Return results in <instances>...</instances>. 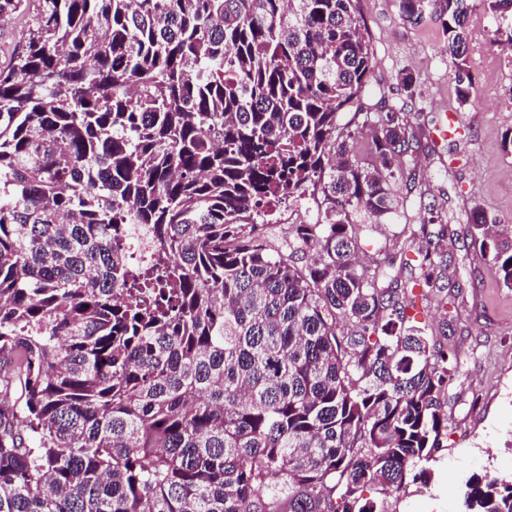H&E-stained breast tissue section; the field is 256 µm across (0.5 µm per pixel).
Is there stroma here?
I'll return each mask as SVG.
<instances>
[{"mask_svg":"<svg viewBox=\"0 0 512 512\" xmlns=\"http://www.w3.org/2000/svg\"><path fill=\"white\" fill-rule=\"evenodd\" d=\"M358 8L374 48L368 104L403 107L410 126L425 130L444 111L458 117L451 138L421 148L407 165L394 187L397 218L366 225L359 255L371 269L392 240L407 241L431 217L451 228L438 250V289L418 315L461 361L446 394L448 436L429 464V486L406 483L383 502L386 512H456L457 489L468 476L512 482V289L494 278L466 230V215L476 206L512 222V155L503 148L512 129V46H490L494 19L484 0H476L469 62L481 96L462 104L434 15L404 22L398 0H359ZM404 71L416 77L413 90L400 83ZM448 315L454 322L447 329Z\"/></svg>","mask_w":512,"mask_h":512,"instance_id":"stroma-1","label":"stroma"}]
</instances>
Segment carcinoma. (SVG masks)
<instances>
[{"label": "carcinoma", "instance_id": "1", "mask_svg": "<svg viewBox=\"0 0 512 512\" xmlns=\"http://www.w3.org/2000/svg\"><path fill=\"white\" fill-rule=\"evenodd\" d=\"M471 2L399 0L440 21L462 104ZM10 15L0 512H384L376 487L429 483L460 359L411 311L447 225L421 226L418 293L393 257L359 265L356 216L393 219L420 139L363 102L358 0H0ZM114 224L166 252L126 304ZM468 233L512 289V226L474 208ZM459 512H512V483L470 477ZM308 206L309 205L307 203L303 202L302 204H299L296 206L294 205V206L288 207V205H287L285 207H282L281 215H280V217H278L280 224H275L274 226L271 227V232H270L271 240L273 242H276V240L281 237L282 232L285 231V229L288 227V224H296L300 220L306 219L307 214L305 213V209ZM286 218H288V224H283V223H286L283 221Z\"/></svg>", "mask_w": 512, "mask_h": 512}]
</instances>
